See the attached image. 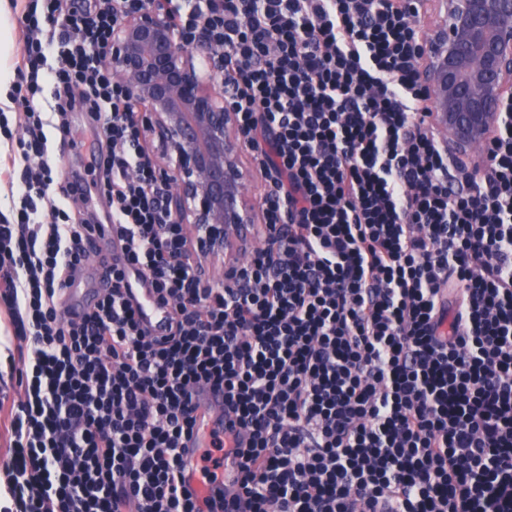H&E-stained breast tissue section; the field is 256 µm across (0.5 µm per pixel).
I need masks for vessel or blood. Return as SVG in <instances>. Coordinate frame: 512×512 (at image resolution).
Here are the masks:
<instances>
[{
	"label": "vessel or blood",
	"mask_w": 512,
	"mask_h": 512,
	"mask_svg": "<svg viewBox=\"0 0 512 512\" xmlns=\"http://www.w3.org/2000/svg\"><path fill=\"white\" fill-rule=\"evenodd\" d=\"M133 293L140 307L141 318L154 334L164 335L167 329L169 309L156 301L149 289L134 284ZM96 289L80 288L69 283L66 290V313L69 317H81L95 302ZM198 430L188 441L183 453V478L186 486L200 498H208L212 487L204 483L198 464V450L205 447L208 434L224 427V391L205 386L198 395ZM238 462L230 460L224 467L226 512H237L239 487L237 482Z\"/></svg>",
	"instance_id": "obj_1"
}]
</instances>
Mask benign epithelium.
Wrapping results in <instances>:
<instances>
[{"instance_id": "obj_1", "label": "benign epithelium", "mask_w": 512, "mask_h": 512, "mask_svg": "<svg viewBox=\"0 0 512 512\" xmlns=\"http://www.w3.org/2000/svg\"><path fill=\"white\" fill-rule=\"evenodd\" d=\"M441 26L426 39L419 82L427 89L430 120L448 147L474 158L498 127L512 93V0H443ZM218 59L206 32L190 48L176 41L165 0H152L112 32L106 57L140 107L144 127L170 161L168 210L189 225L200 255H224V280L242 272L238 254L256 237L262 216L247 193L256 171L244 162L245 135L213 75L193 57Z\"/></svg>"}]
</instances>
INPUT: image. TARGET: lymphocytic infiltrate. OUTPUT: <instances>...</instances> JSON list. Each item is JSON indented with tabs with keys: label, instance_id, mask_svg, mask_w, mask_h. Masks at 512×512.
Returning a JSON list of instances; mask_svg holds the SVG:
<instances>
[{
	"label": "lymphocytic infiltrate",
	"instance_id": "1",
	"mask_svg": "<svg viewBox=\"0 0 512 512\" xmlns=\"http://www.w3.org/2000/svg\"><path fill=\"white\" fill-rule=\"evenodd\" d=\"M146 0H21L0 309L22 397L0 399L12 460L0 512H224L180 474L196 387L224 390L200 471L239 459L245 512H512V96L469 176L440 147L416 78L418 0H183L207 27L253 159L267 172L259 246L214 287L165 207L159 163L105 64ZM90 113L109 145L111 286L78 322L66 287L95 227L44 128ZM137 272L171 309L142 324Z\"/></svg>",
	"mask_w": 512,
	"mask_h": 512
}]
</instances>
